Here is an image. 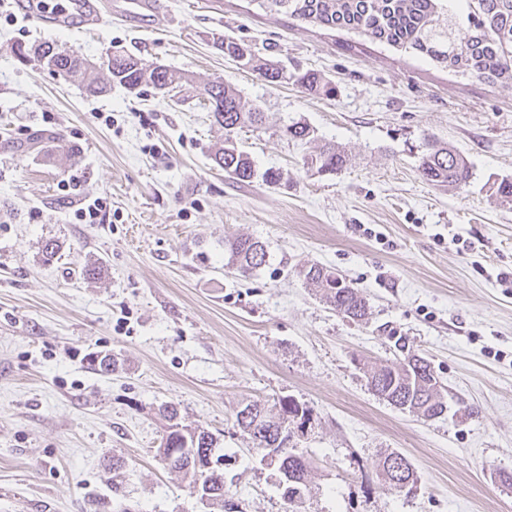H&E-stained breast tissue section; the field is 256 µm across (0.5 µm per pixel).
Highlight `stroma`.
<instances>
[{"mask_svg": "<svg viewBox=\"0 0 512 512\" xmlns=\"http://www.w3.org/2000/svg\"><path fill=\"white\" fill-rule=\"evenodd\" d=\"M142 19L122 0L83 28L9 20L0 4V512H218L184 489L158 448L161 404L219 436L238 512H512V203L491 194L512 178V83L435 66L357 33L260 9L255 0H153ZM225 36L287 72H318L327 96L271 84L224 56ZM49 41L102 64L123 51L170 69L169 100L121 86L93 96L20 56ZM229 82L266 115L234 142L278 184L234 182L210 155L224 131L199 99ZM111 122H104V115ZM313 127L317 142L284 137ZM72 157L48 155L55 138ZM468 162L459 191L423 180L427 140ZM348 164L320 173L318 144ZM107 204L76 224L79 202ZM264 242L268 264L226 266L224 241ZM59 254L44 262L46 240ZM96 263L101 276L85 280ZM330 267L367 298L344 318L298 271ZM427 358L448 411L424 420L377 397L368 366L394 359L392 335ZM122 364L103 377L86 362ZM289 396L313 410L297 447L312 461L308 490L288 503L281 475L260 464L235 425L247 401ZM412 462V493L385 484L379 460ZM125 460L113 478V459Z\"/></svg>", "mask_w": 512, "mask_h": 512, "instance_id": "obj_1", "label": "stroma"}]
</instances>
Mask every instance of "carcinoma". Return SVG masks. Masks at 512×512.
Segmentation results:
<instances>
[{
  "mask_svg": "<svg viewBox=\"0 0 512 512\" xmlns=\"http://www.w3.org/2000/svg\"><path fill=\"white\" fill-rule=\"evenodd\" d=\"M266 12L285 14L294 19L319 24L331 29H346L390 46L412 51L433 64L452 67L484 80H512V0H466L467 29H460L451 4L454 0H256ZM224 55L243 62L270 83H279L288 75L266 63H257L248 47L234 39L221 38L214 42ZM37 60L52 71L80 75L89 92L101 94L119 84L129 91L144 93L151 89L168 94L174 91L172 73L160 66L146 65L140 60L117 53L108 58L107 77L99 76L96 67L87 60L49 42L33 48ZM294 81L310 90L324 89L328 94L335 88L311 72L293 76ZM201 95L212 122L224 129V145L215 150L212 161L237 183H251L261 177L267 184H276L281 173L268 169L257 174L249 155L239 150L229 135L244 126L258 127L264 122V113L249 104L239 91L225 82H211L203 86ZM285 136L300 141L314 138L307 125L293 122L283 127ZM315 162L319 170L336 171L346 163V157L336 146L326 144ZM419 172L428 183L438 187L460 188L469 179L465 159L452 148L433 144L423 154ZM228 264L243 274H249L267 265L269 254L265 246L250 237L224 240ZM304 281L317 289L325 302L337 313L353 321L366 319L369 304L357 288L337 273L313 263L299 271ZM394 349L399 353L396 364L374 365L368 370L371 390L390 405L434 419L448 409L447 400L437 393L438 376L431 363L408 346L407 339L395 336ZM89 368L100 375L119 370L120 362L114 355L93 352L88 354ZM313 409L291 397H282L270 409L252 401L236 413V426L256 442V453L261 461L278 466L283 475V495L288 502L301 498L307 489L309 462L298 452L296 445L283 446L280 437L282 424L304 425ZM167 422V431L159 455L173 471L182 475L190 492L200 499L227 508L233 512L235 504L224 500V469L217 465L223 455L216 454L218 438L204 428H192L178 421L176 406L169 404L159 409ZM405 463L403 479L408 487L397 483L392 487L410 493L416 488L417 478L410 462L398 452L384 457L382 469L389 462Z\"/></svg>",
  "mask_w": 512,
  "mask_h": 512,
  "instance_id": "1",
  "label": "carcinoma"
}]
</instances>
